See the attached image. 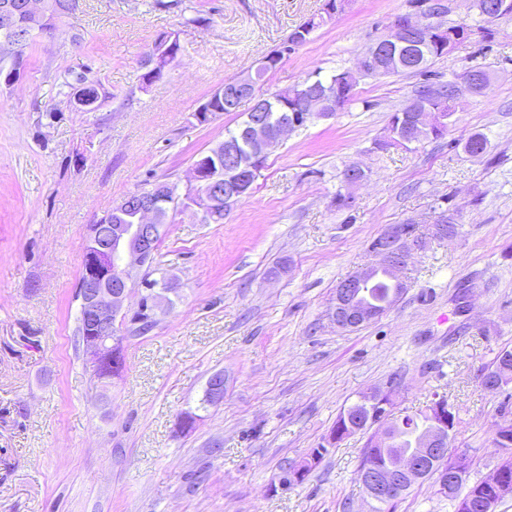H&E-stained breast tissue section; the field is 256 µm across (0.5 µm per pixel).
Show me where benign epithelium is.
<instances>
[{
  "instance_id": "1",
  "label": "benign epithelium",
  "mask_w": 512,
  "mask_h": 512,
  "mask_svg": "<svg viewBox=\"0 0 512 512\" xmlns=\"http://www.w3.org/2000/svg\"><path fill=\"white\" fill-rule=\"evenodd\" d=\"M424 11L428 22L421 23L413 17L407 23L396 19L388 27L383 39L389 44L399 45L415 29L441 37L447 35L446 0H428L424 3ZM294 50L295 47L282 44L266 53L259 60L258 66L277 67ZM181 51L179 35L171 34L167 38L165 53L161 54L155 48L146 53L144 67L151 82L164 78L170 70L169 61L179 57ZM461 81L469 93L478 88L487 92L491 88L490 77L472 69L463 72ZM216 94L229 102L238 98L250 99L249 78L245 76L227 81L216 90ZM343 99L342 94H327L311 84L301 94L299 110L304 112L307 121L328 118L334 115ZM267 120L262 103L253 101L248 117V132L252 143L249 155L239 156L234 142L230 140L210 150L211 156L223 153L227 158H234L233 173L237 179L232 183H225L221 177L210 174V169L202 166V160L199 159L193 164L189 185L184 193L175 192L165 182H157L150 188L126 196L113 206L110 210L112 222L101 218L90 225L76 294L80 321L85 326L84 352L94 366H100L106 353L118 346V325L130 323L139 327H155L158 315L166 310L165 294L176 291L174 285L170 284L158 293L144 280L153 266L156 243L164 234L170 213L194 207L203 212L222 207L224 212H229L248 190L252 172L280 145L288 132L298 125L293 119L291 123L285 122L277 131L272 132L267 126ZM423 249L421 236L407 233L399 224L389 226L377 242V262L349 276L336 289L331 306V320L336 328H357L385 315L391 304L367 299L366 289L384 273L393 284V297H399L405 289L400 274L411 262L414 253ZM137 283L149 295L146 304L140 308L129 303L131 288ZM359 402L366 404L369 422L382 419L393 410V400L383 391L367 393ZM429 406L433 420L421 438L418 454L399 455L389 471L369 467L360 469V482L371 500H376L378 496L388 498L394 494L392 481L395 474L403 476L405 484L409 486L431 477L445 490L448 489V479L463 477L468 456L457 450H449L452 408L448 405V399L443 395L437 396Z\"/></svg>"
}]
</instances>
